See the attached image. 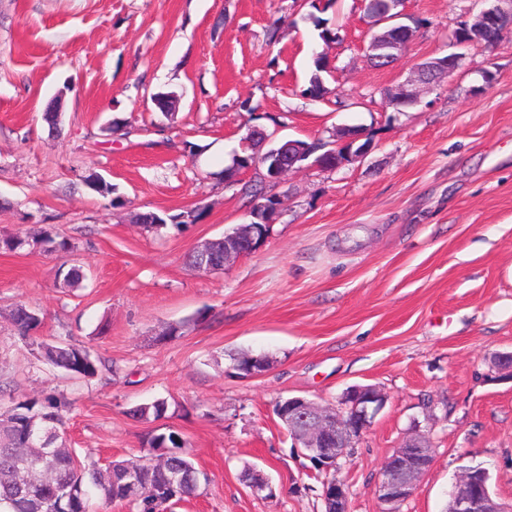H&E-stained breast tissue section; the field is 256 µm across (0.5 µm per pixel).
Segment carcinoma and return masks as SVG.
<instances>
[{
	"mask_svg": "<svg viewBox=\"0 0 512 512\" xmlns=\"http://www.w3.org/2000/svg\"><path fill=\"white\" fill-rule=\"evenodd\" d=\"M315 71L309 80L308 93L321 97L327 90L322 74L331 73L326 56L314 60ZM259 181L245 187L251 198L252 209L266 208L274 211L283 205V199L263 192L267 182V169L257 165ZM201 218L195 210L159 217L163 223L188 224ZM47 252L67 251L71 244L58 240L46 231L39 240ZM87 279L79 266L70 267L63 274V284L68 288H80ZM11 323L25 343L36 354L37 360L64 370L75 380H90L102 371H112L100 357L79 344L65 341L48 342L37 336L42 324L40 312L18 304L10 314ZM65 403L53 404L55 411H47L37 399L16 403L0 415V512H66L69 500L63 490L69 489L80 499V512H105L115 502H126L143 512V504L126 498L122 486V471L133 469L138 477L149 484L173 483L178 488L176 500L199 494L203 472L195 467L189 454L183 451L186 441L174 431L154 434L148 440L152 448H166L165 461L141 456L124 462L101 467L94 462H81L75 450L59 442L60 429L64 426L61 408ZM167 402L156 399L133 410L142 420L159 419L165 415Z\"/></svg>",
	"mask_w": 512,
	"mask_h": 512,
	"instance_id": "obj_1",
	"label": "carcinoma"
}]
</instances>
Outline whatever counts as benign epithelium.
I'll list each match as a JSON object with an SVG mask.
<instances>
[{"mask_svg": "<svg viewBox=\"0 0 512 512\" xmlns=\"http://www.w3.org/2000/svg\"><path fill=\"white\" fill-rule=\"evenodd\" d=\"M481 8L472 23L466 25V38L458 44L480 43L487 34L503 36L512 30V8L502 7L505 0H478ZM405 0H366L364 8L371 19L372 33L364 45L367 56L373 60L396 64L413 39L415 30L404 19L408 14ZM462 56L449 55L417 65L402 83L391 88L388 95L396 106H412L420 102L423 87L450 77L460 66ZM278 161L271 170V180L280 181L298 168L303 148L296 141L288 140L274 150ZM263 243L250 231L237 227L224 232V258L215 268L209 262L211 240L197 245L207 271H222L241 256L248 255ZM269 361L257 357L236 366L245 377L262 374ZM386 397L372 386L355 387L346 392L337 406H323L301 396L287 398L280 405L277 416L288 427L295 441V448L318 470L328 474L339 468L340 462L349 457L355 442L370 428L377 413L384 407ZM434 463V450L430 440L416 434L407 439L384 462L373 492L384 505L382 512H399V505L414 492L418 479ZM488 472L481 466L469 467L461 472L449 492L448 512H512L490 494ZM321 497L325 512H348V492L345 484L334 478L322 482Z\"/></svg>", "mask_w": 512, "mask_h": 512, "instance_id": "1", "label": "benign epithelium"}]
</instances>
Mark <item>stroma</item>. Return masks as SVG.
Instances as JSON below:
<instances>
[{"instance_id": "35a3bbf8", "label": "stroma", "mask_w": 512, "mask_h": 512, "mask_svg": "<svg viewBox=\"0 0 512 512\" xmlns=\"http://www.w3.org/2000/svg\"><path fill=\"white\" fill-rule=\"evenodd\" d=\"M405 10L414 39L377 68L361 0L324 11L328 44L308 0H0V238L27 241L0 251V412L65 400L67 445L102 465L179 432L208 482L168 512H324L322 478L274 406H334L373 385L387 402L335 472L349 512H382V464L417 432L435 460L400 512H444L456 476L477 465L512 503V378L493 366L512 350V33L460 50L454 33L477 0ZM458 51L461 68L419 104L392 105L388 90L416 64ZM319 53L333 73L314 100ZM158 91L180 96L173 118L153 105ZM58 96L53 129L43 112ZM115 119L124 134L109 132ZM252 127L331 143L358 127L372 148L284 177L267 240L224 270L192 269L199 243L249 220L241 186L255 170L233 185L219 173ZM91 170L113 199L88 188ZM195 208L197 223L157 232L132 221ZM45 230L72 251H43ZM63 264L84 266L82 287L61 286ZM19 303L40 310L43 338L84 343L117 374L75 381L38 361L8 318ZM242 354L271 364L240 377ZM158 397L164 417H130ZM248 468L273 496L251 494Z\"/></svg>"}]
</instances>
